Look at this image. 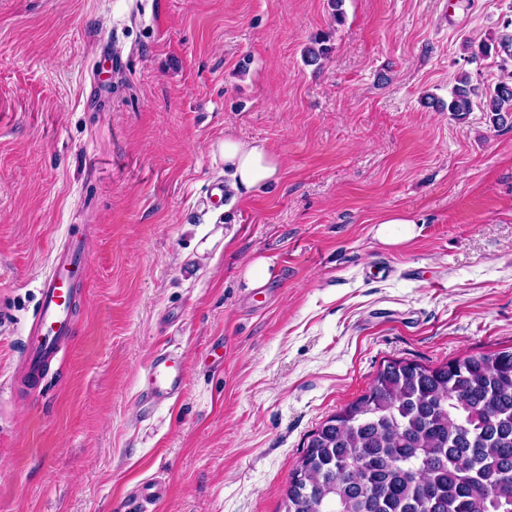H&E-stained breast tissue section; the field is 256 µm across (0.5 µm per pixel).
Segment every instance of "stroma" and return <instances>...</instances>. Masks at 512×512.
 I'll list each match as a JSON object with an SVG mask.
<instances>
[{"label": "stroma", "mask_w": 512, "mask_h": 512, "mask_svg": "<svg viewBox=\"0 0 512 512\" xmlns=\"http://www.w3.org/2000/svg\"><path fill=\"white\" fill-rule=\"evenodd\" d=\"M510 20L512 0H0V512H120L151 479L156 512H283L309 436L387 361L512 347V118L482 97L512 61L472 56ZM464 72L471 112L427 105ZM229 134L284 165L226 210L204 200ZM387 210L419 222L404 248L376 237ZM71 239L73 327L30 380ZM163 347L186 388L146 410ZM78 246L61 254L39 288V303L31 327L23 365L32 379L57 359L71 326L70 312L76 301L75 279L83 266ZM270 277V263L262 257L252 260L244 272L247 285L252 288L264 285Z\"/></svg>", "instance_id": "obj_1"}]
</instances>
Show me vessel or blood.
Masks as SVG:
<instances>
[{"instance_id": "obj_1", "label": "vessel or blood", "mask_w": 512, "mask_h": 512, "mask_svg": "<svg viewBox=\"0 0 512 512\" xmlns=\"http://www.w3.org/2000/svg\"><path fill=\"white\" fill-rule=\"evenodd\" d=\"M83 266L77 248L61 254L39 288V303L30 327V336L23 365L31 378H39L44 367L57 359L61 344L71 326L70 312L76 301L75 280ZM186 386L183 360L171 351L160 350L147 368V385L142 400L157 406L178 398ZM167 488L147 481L123 499L124 512H148L150 505L165 498Z\"/></svg>"}]
</instances>
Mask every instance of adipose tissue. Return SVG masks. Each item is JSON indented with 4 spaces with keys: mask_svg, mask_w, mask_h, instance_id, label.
Instances as JSON below:
<instances>
[{
    "mask_svg": "<svg viewBox=\"0 0 512 512\" xmlns=\"http://www.w3.org/2000/svg\"><path fill=\"white\" fill-rule=\"evenodd\" d=\"M225 184L233 197L241 198L253 189L279 181L283 161L265 144L247 142L235 136H225L222 145Z\"/></svg>",
    "mask_w": 512,
    "mask_h": 512,
    "instance_id": "ef3b65f1",
    "label": "adipose tissue"
}]
</instances>
